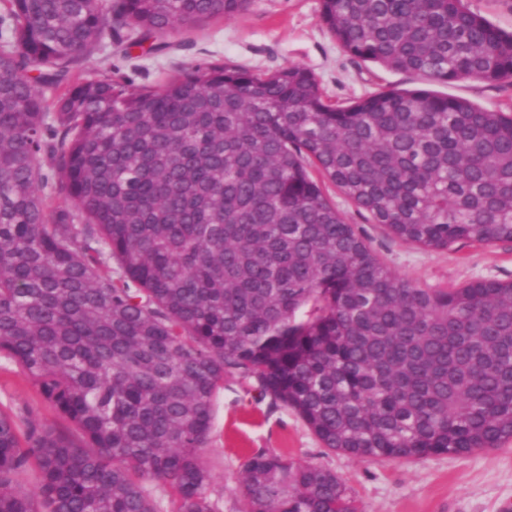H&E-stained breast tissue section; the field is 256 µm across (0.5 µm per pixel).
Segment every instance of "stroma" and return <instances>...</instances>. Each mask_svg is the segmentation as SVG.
<instances>
[{
    "label": "stroma",
    "instance_id": "stroma-1",
    "mask_svg": "<svg viewBox=\"0 0 512 512\" xmlns=\"http://www.w3.org/2000/svg\"><path fill=\"white\" fill-rule=\"evenodd\" d=\"M319 10L320 0H250L234 17L173 33L169 50H157L150 40L127 51L106 40L72 70L71 79L109 75L132 89L157 88L198 64L221 63L260 73L298 64L315 74L330 101L343 103L381 88L417 85L414 75L361 61L342 50L321 23ZM433 89L489 109H512V85L507 83H437ZM322 186L346 222L356 225L381 260L413 285L450 288L474 280L512 281V244L460 242L434 250L403 243L373 223L330 181ZM0 409L18 418L24 434L33 426H70L20 367L1 355ZM255 453L285 454L333 470L357 512H512V443L467 456L410 461H374L333 452L292 409L261 396L255 379L226 374L202 453L211 474L206 492L220 512H238L241 465Z\"/></svg>",
    "mask_w": 512,
    "mask_h": 512
}]
</instances>
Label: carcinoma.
I'll return each instance as SVG.
<instances>
[{"mask_svg":"<svg viewBox=\"0 0 512 512\" xmlns=\"http://www.w3.org/2000/svg\"><path fill=\"white\" fill-rule=\"evenodd\" d=\"M247 3L0 0V354L74 426L23 443L0 410V512H159L150 482L171 512H218L201 451L233 371L330 451L512 439V282L414 286L308 170L399 241L512 242V108L428 88L333 104L300 66L69 82L107 36ZM319 18L363 62L512 82V31L467 0H320ZM241 488L240 512H354L336 473L285 455L248 457Z\"/></svg>","mask_w":512,"mask_h":512,"instance_id":"1","label":"carcinoma"}]
</instances>
